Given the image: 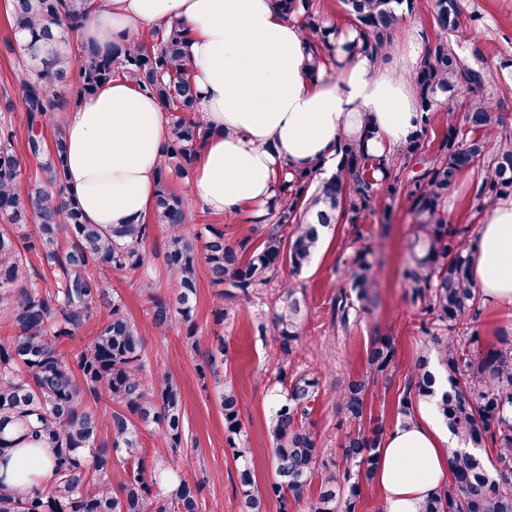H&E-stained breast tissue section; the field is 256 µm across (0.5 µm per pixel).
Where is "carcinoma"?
Instances as JSON below:
<instances>
[{"label":"carcinoma","mask_w":512,"mask_h":512,"mask_svg":"<svg viewBox=\"0 0 512 512\" xmlns=\"http://www.w3.org/2000/svg\"><path fill=\"white\" fill-rule=\"evenodd\" d=\"M309 37L311 69L337 53L386 55L402 15H419V0H341L352 41L340 42L342 30L326 24L315 0H281ZM90 0H8L7 13L18 53L21 101L30 125L52 120L54 113L92 95L123 76L159 100L170 114V135L153 203L156 223L165 225V293L148 277L139 279L154 327L161 333L176 323L196 348L194 304L199 260L205 259L218 293L217 318L224 301L248 295L289 266L298 274L322 243L325 231L340 220L357 226L378 193L395 194L410 171L408 200L419 217L410 261L403 277L413 301L441 323L444 335L421 325L435 356L414 363L396 413L405 423L422 398L434 400L455 445L448 449L451 479L430 493L422 512H512V331L481 344L473 322L478 293L473 287L470 228L450 229L444 210L448 189L475 167L486 168L477 183L478 208L512 196V128L486 93L490 84L485 58L463 28L461 0H431L425 61L415 78L419 128L392 156H373L363 145L342 139L336 170L316 180L319 169L283 176L277 196L254 218L262 239L226 240L224 227H208L204 257L189 225L200 219L171 188L169 175L189 178L208 139L199 116L200 95L185 44L188 31L178 21L153 28L133 45L101 52L71 43L70 34L84 22ZM67 89L66 95L57 88ZM456 100L460 111L442 115L443 134L428 155L423 145L439 99ZM28 152L39 161L40 177L22 192L20 164L8 117L0 118V304L6 307L12 333L0 337V462L16 448H47L54 478L45 487L21 491L0 480V512H202L203 481L179 470L177 457L188 444L185 414L172 384V372L151 368L143 337L122 297L111 295L103 270L139 275L147 266L146 224L103 226L85 221L77 204L66 199L62 128L51 140L31 138ZM34 250L52 274L49 285L30 283L28 250ZM371 249L358 251L344 267L346 288L333 304V318L345 329L351 317L372 300ZM304 298L284 284L273 325L281 357L278 382L266 419L277 479L261 490L251 469L241 420V399L224 381L220 367L228 351L224 341L211 348L199 378H211L224 415L227 450L238 464V495L246 512H265V499L276 497L280 512L305 503L306 512H356L369 491L386 430H367V396L389 380L395 348L387 336L366 351L363 369L340 394L347 420L342 460L329 463L308 421L319 381L313 374L290 373L303 320ZM96 321V336L76 351L70 363L59 346ZM112 410L101 416L89 401L102 395ZM170 449L147 458L143 434ZM495 447V456L480 449ZM317 495L309 496L313 481Z\"/></svg>","instance_id":"carcinoma-1"}]
</instances>
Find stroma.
Instances as JSON below:
<instances>
[{"label": "stroma", "mask_w": 512, "mask_h": 512, "mask_svg": "<svg viewBox=\"0 0 512 512\" xmlns=\"http://www.w3.org/2000/svg\"><path fill=\"white\" fill-rule=\"evenodd\" d=\"M462 5L465 17L477 19L476 47L484 53L491 73L499 74L501 61L512 58V0H462ZM9 34L6 2L0 0V117L6 115L11 119L20 161L19 184L24 187L38 175L39 168L37 159L27 151L31 129L26 114L16 106L21 90L16 55L4 44ZM482 175V170L470 171L449 189L446 207L451 227L479 224L473 186ZM415 222L405 189H398L390 198L377 195L371 212L359 227L338 223L300 275L293 277L288 270H280L269 284L239 300L235 313L222 321L214 313L217 289L210 283L206 266H199L195 320L202 341L196 348L188 344L183 327H173L163 334L157 332L133 277L109 275V290L125 300L140 327L151 363L173 370L185 425L194 442L193 449L182 453L178 463L186 474L205 478L206 512H242V508L237 468L224 443V416L213 390L203 388L197 367L212 345L225 343L229 353L222 374L237 386L243 399L241 418L254 450L252 470L257 484L262 488L269 486L275 473L265 417L277 388L281 356L276 333L269 323L284 281H292L305 299L301 338L291 367L311 371L319 380V394L309 419L327 460L341 459L339 444L346 423L339 406L340 392L348 377L363 368L366 349L378 336L393 339L394 367L390 383L379 385L368 404L373 415L383 419L387 430L398 426L396 405L411 367L418 356L432 348L429 337L420 331L426 314L413 303L402 277L410 258ZM365 246L375 250V298L367 311L352 318L348 329L341 330L332 321L333 299L343 283L345 260Z\"/></svg>", "instance_id": "35a3bbf8"}]
</instances>
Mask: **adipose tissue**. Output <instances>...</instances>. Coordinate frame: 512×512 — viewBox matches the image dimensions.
<instances>
[{
    "label": "adipose tissue",
    "instance_id": "ef3b65f1",
    "mask_svg": "<svg viewBox=\"0 0 512 512\" xmlns=\"http://www.w3.org/2000/svg\"><path fill=\"white\" fill-rule=\"evenodd\" d=\"M174 20L190 31L186 53L210 131L191 194L210 212L264 207L284 170L335 169L340 138H361L364 128L373 130L368 152L382 155L401 148L418 127L419 44L410 32L398 63L358 55L332 77L312 73L307 36L280 0H92L77 36L107 49L135 42L141 26ZM56 119L66 132L67 190L85 220L145 223L169 132L163 105L116 77ZM472 259L482 300L512 305V198L484 210ZM450 442L434 402L420 401L381 450L376 482L385 512H421L427 495L450 477ZM52 473L43 449H16L0 464V477L21 489Z\"/></svg>",
    "mask_w": 512,
    "mask_h": 512
}]
</instances>
